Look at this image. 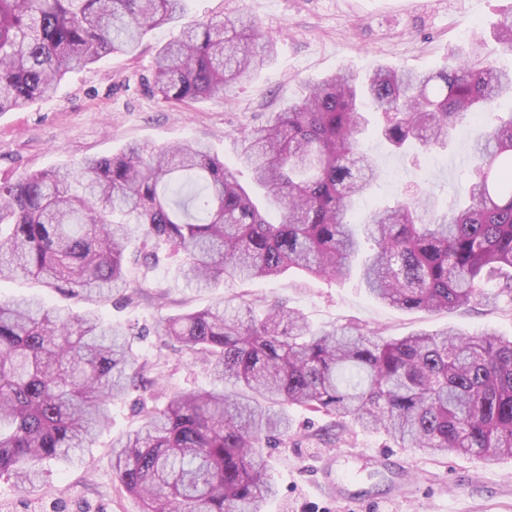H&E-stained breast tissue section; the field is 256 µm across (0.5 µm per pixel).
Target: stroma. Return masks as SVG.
<instances>
[{
  "instance_id": "35a3bbf8",
  "label": "stroma",
  "mask_w": 512,
  "mask_h": 512,
  "mask_svg": "<svg viewBox=\"0 0 512 512\" xmlns=\"http://www.w3.org/2000/svg\"><path fill=\"white\" fill-rule=\"evenodd\" d=\"M185 22L226 18L247 11L263 34L277 40L276 56L265 69L242 78L226 98L172 105L154 93L152 57L173 36L170 27L148 33L136 57L114 54L72 71L55 95L22 112L0 113V182L88 156H108L130 144L163 146L205 141L228 165H235L244 131L264 123L288 100L300 97L308 82L348 68L364 76L378 66L442 70L469 49L471 32L484 38V58L512 70V52L495 39L494 29L512 0H186ZM485 123L474 119L453 134L447 147L419 154L397 152L378 139L369 146L378 165L373 192L357 204L360 214L394 203L410 192L433 193L441 205L461 198L469 169L456 159L469 153ZM139 287L133 300L102 308L112 323L135 325L133 355L144 381L114 400L112 420L100 431L85 462L50 463L40 486L18 492L0 480V512H142L135 497L119 494L112 473V441L136 430L145 415L163 407L168 393L208 388L202 362L179 344L159 336L160 318L249 293L257 307L279 301L299 310L313 328L358 323L385 337L453 327L471 334L487 328L512 336V303L479 304L450 312L403 311L372 299L358 275L315 278L292 270L274 280L227 281L200 295L178 282L174 264L134 267ZM293 429L286 446L272 449L277 497L266 512H512V458L487 464L470 455L430 457L399 447L383 433L339 432L334 418L290 409ZM383 452L416 475L407 498L381 503L388 475L373 473L365 461L349 467L358 481L349 494L374 501L356 508L324 494L316 485L323 461L340 450Z\"/></svg>"
}]
</instances>
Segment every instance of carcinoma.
<instances>
[{
  "label": "carcinoma",
  "instance_id": "carcinoma-1",
  "mask_svg": "<svg viewBox=\"0 0 512 512\" xmlns=\"http://www.w3.org/2000/svg\"><path fill=\"white\" fill-rule=\"evenodd\" d=\"M185 0H0V112L51 96L70 71L132 54L176 26ZM275 40L245 14L183 28L155 57L167 103L226 96L270 62ZM483 40L448 69L346 72L243 135L238 163L265 191L262 210L200 141L131 145L0 183V280L24 277L90 305L0 301V479L30 489L43 463H72L136 387L130 326L101 306L129 298L130 267L164 253L199 292L291 268L361 279L377 301L441 312L512 298V72L481 61ZM492 116L472 145L464 203L416 193L348 219L376 180L363 147H444L467 117ZM163 335L207 366L214 387L173 394L112 444V471L142 512H265L277 495L267 448L286 443L288 408L384 432L403 448L512 457V337L443 329L386 339L361 325L314 330L274 302L263 319L222 301L165 319Z\"/></svg>",
  "mask_w": 512,
  "mask_h": 512
}]
</instances>
